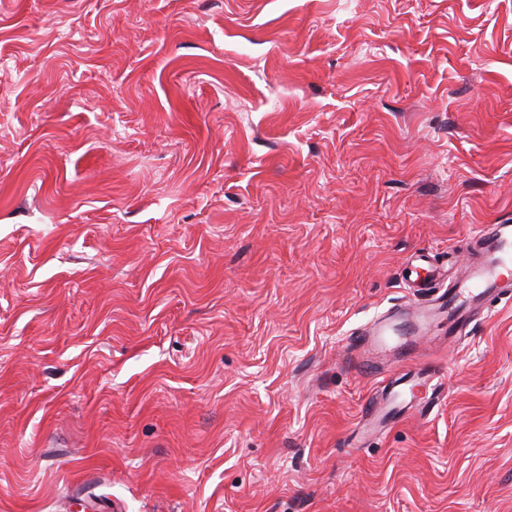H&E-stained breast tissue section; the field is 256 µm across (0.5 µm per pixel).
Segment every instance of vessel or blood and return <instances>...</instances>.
Here are the masks:
<instances>
[{"mask_svg":"<svg viewBox=\"0 0 512 512\" xmlns=\"http://www.w3.org/2000/svg\"><path fill=\"white\" fill-rule=\"evenodd\" d=\"M471 242L476 252L466 276L418 310L414 322L401 326L396 316H382L359 337L351 352L353 362L384 377L363 410L361 426L368 432L381 433L418 407L414 392L428 385L433 374L417 364L418 336L426 323L445 319L449 338L461 339L462 326L470 324L488 301L512 289V224L482 226Z\"/></svg>","mask_w":512,"mask_h":512,"instance_id":"obj_1","label":"vessel or blood"}]
</instances>
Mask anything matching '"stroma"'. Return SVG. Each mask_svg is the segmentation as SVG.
Instances as JSON below:
<instances>
[{
  "label": "stroma",
  "mask_w": 512,
  "mask_h": 512,
  "mask_svg": "<svg viewBox=\"0 0 512 512\" xmlns=\"http://www.w3.org/2000/svg\"><path fill=\"white\" fill-rule=\"evenodd\" d=\"M507 223L512 0H0V512H512V296L345 359ZM467 241L477 246L474 249L477 254L471 253L472 262L463 279L445 290L435 303L418 310L414 322L396 326V315H381L361 334L351 351L356 366L368 373L383 374L384 378L383 385L368 399L363 410L360 428L370 434L385 431L420 405L414 392L428 385L435 373L434 368L417 367V334L426 323L446 319L448 338L460 340L466 337L462 336L461 327L469 326L488 301L505 291L511 294L512 224L484 225ZM407 392L411 393L410 401L404 398Z\"/></svg>",
  "instance_id": "stroma-1"
}]
</instances>
